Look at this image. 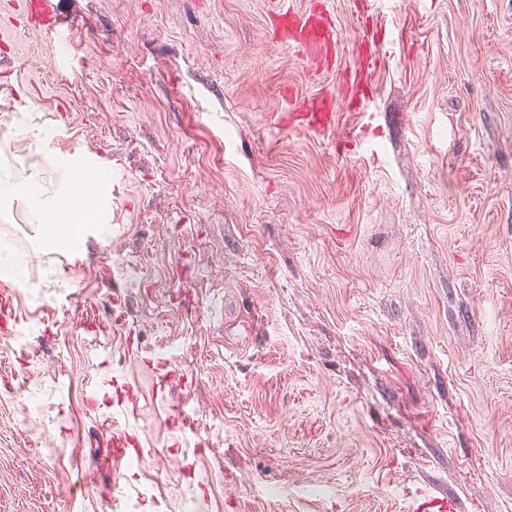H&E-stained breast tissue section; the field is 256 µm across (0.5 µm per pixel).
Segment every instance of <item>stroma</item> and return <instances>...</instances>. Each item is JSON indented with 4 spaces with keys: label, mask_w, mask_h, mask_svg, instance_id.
Instances as JSON below:
<instances>
[{
    "label": "stroma",
    "mask_w": 512,
    "mask_h": 512,
    "mask_svg": "<svg viewBox=\"0 0 512 512\" xmlns=\"http://www.w3.org/2000/svg\"><path fill=\"white\" fill-rule=\"evenodd\" d=\"M283 2L59 0L63 45L0 0V157L112 178L0 273V512H512V0H291L329 64ZM289 30L282 37L303 48H331L334 43V28L327 16L321 13L307 12L298 15L289 10ZM354 99L359 100V107H354L359 112L360 115V124L353 129L352 131V141H355L358 137V129L363 128L365 125L372 123L376 117V112L370 111V98L366 96L363 92V86L360 87V84L356 85L355 89H353V93L351 96V102ZM331 100L332 97L323 96L313 102L312 105L307 108V112H298L296 117H298L305 124L307 129L312 132L328 129L334 124V113L325 112L323 107L319 106V103L323 105L324 101L329 102Z\"/></svg>",
    "instance_id": "obj_1"
}]
</instances>
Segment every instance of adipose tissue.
Masks as SVG:
<instances>
[{
    "instance_id": "adipose-tissue-1",
    "label": "adipose tissue",
    "mask_w": 512,
    "mask_h": 512,
    "mask_svg": "<svg viewBox=\"0 0 512 512\" xmlns=\"http://www.w3.org/2000/svg\"><path fill=\"white\" fill-rule=\"evenodd\" d=\"M104 182V176L87 177L63 166L57 188L49 190L36 175L19 179L0 165V203H23L26 221L38 241V253L61 252L78 244L82 225L100 222L99 197Z\"/></svg>"
}]
</instances>
